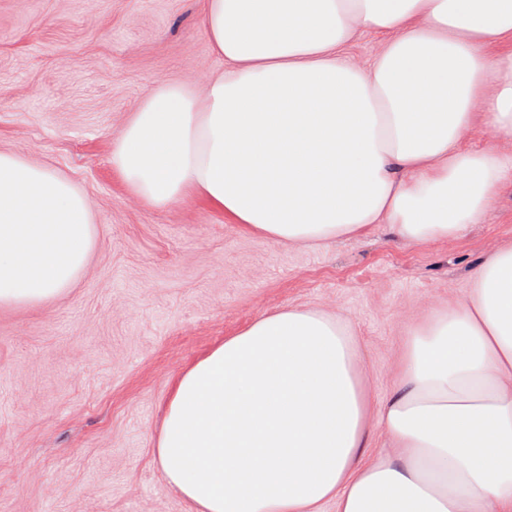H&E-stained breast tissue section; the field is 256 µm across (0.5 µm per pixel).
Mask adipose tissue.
Segmentation results:
<instances>
[{"label": "adipose tissue", "instance_id": "1", "mask_svg": "<svg viewBox=\"0 0 512 512\" xmlns=\"http://www.w3.org/2000/svg\"><path fill=\"white\" fill-rule=\"evenodd\" d=\"M224 69L159 85L122 127L113 168L156 209L195 197L279 242L375 224L411 243L479 223L512 151V0H205ZM379 38L370 65L349 50ZM98 229L70 178L0 151V308L51 302ZM361 347L340 317L287 307L175 378L156 441L196 512H512V247L412 331L368 447ZM466 146L475 149H496L500 151L511 150L510 145H506L499 141L494 134L487 128H478L470 139L467 141Z\"/></svg>", "mask_w": 512, "mask_h": 512}]
</instances>
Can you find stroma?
<instances>
[{
	"instance_id": "obj_1",
	"label": "stroma",
	"mask_w": 512,
	"mask_h": 512,
	"mask_svg": "<svg viewBox=\"0 0 512 512\" xmlns=\"http://www.w3.org/2000/svg\"><path fill=\"white\" fill-rule=\"evenodd\" d=\"M204 0H0V150L58 170L91 197L98 244L47 305L0 309V512H193L165 485L156 438L173 380L225 337L284 307L343 317L372 405L405 344L462 300L512 245V180L480 223L411 243L387 225L318 246L248 233L195 198L148 206L111 163L112 140L169 81L224 69Z\"/></svg>"
}]
</instances>
